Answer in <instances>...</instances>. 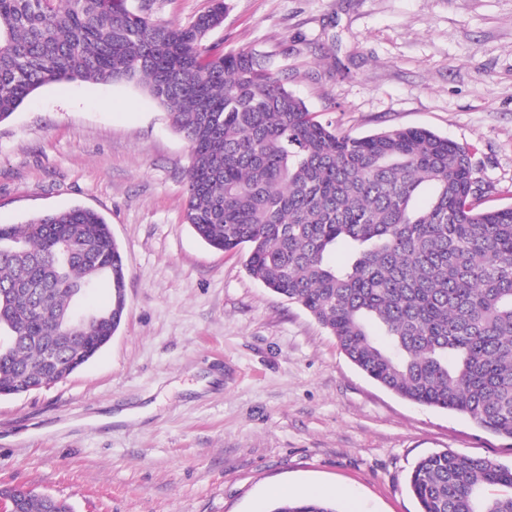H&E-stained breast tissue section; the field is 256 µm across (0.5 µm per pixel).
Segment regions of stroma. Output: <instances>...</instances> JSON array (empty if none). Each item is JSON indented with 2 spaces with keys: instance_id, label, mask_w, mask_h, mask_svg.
Here are the masks:
<instances>
[{
  "instance_id": "obj_1",
  "label": "stroma",
  "mask_w": 512,
  "mask_h": 512,
  "mask_svg": "<svg viewBox=\"0 0 512 512\" xmlns=\"http://www.w3.org/2000/svg\"><path fill=\"white\" fill-rule=\"evenodd\" d=\"M215 51L271 62L338 131L418 127L476 151L483 206L512 202V0H225ZM184 25L210 0H127ZM187 142L143 89H37L0 123V225L75 205L112 227L125 318L63 381L0 398V487L74 512H269L278 488L340 512H418L417 461L512 465V441L369 378L301 306L183 221Z\"/></svg>"
}]
</instances>
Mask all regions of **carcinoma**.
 I'll return each instance as SVG.
<instances>
[{
    "label": "carcinoma",
    "mask_w": 512,
    "mask_h": 512,
    "mask_svg": "<svg viewBox=\"0 0 512 512\" xmlns=\"http://www.w3.org/2000/svg\"><path fill=\"white\" fill-rule=\"evenodd\" d=\"M224 10L212 0L170 26L125 0H0V122L45 84L142 86L189 144L183 219L200 239L247 247L251 275L384 388L512 441V205L476 204L472 147L423 128L341 133L253 53L213 52ZM339 244L344 265L329 261ZM104 278L126 287L98 212L0 225V397L65 378L110 341L125 309H81ZM408 485L419 512H512V467L489 458L435 452ZM9 490L16 512H72ZM270 512L339 510L282 499Z\"/></svg>",
    "instance_id": "carcinoma-1"
}]
</instances>
